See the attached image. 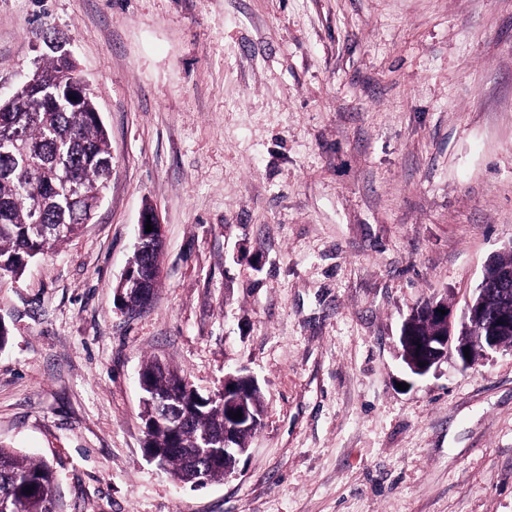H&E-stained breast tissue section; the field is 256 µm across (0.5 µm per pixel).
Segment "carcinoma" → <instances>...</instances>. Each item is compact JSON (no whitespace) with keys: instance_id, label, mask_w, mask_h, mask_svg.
<instances>
[{"instance_id":"cac0c4a2","label":"carcinoma","mask_w":512,"mask_h":512,"mask_svg":"<svg viewBox=\"0 0 512 512\" xmlns=\"http://www.w3.org/2000/svg\"><path fill=\"white\" fill-rule=\"evenodd\" d=\"M77 66L54 57L35 67L32 83L21 89L16 111L0 112V280L20 277L30 261L69 241L88 223L107 188L112 146L93 96L67 103ZM162 246L135 250L129 268L137 279L124 287L128 307L143 303L136 289L151 294ZM512 265V247L489 263L479 287L489 288L500 269ZM440 324L417 307L402 332L441 334ZM188 377L155 358L143 362L141 419L148 428L146 448L161 450L159 462L184 480L224 478V465L195 453L202 435H224V400L178 396ZM57 475L48 464L15 454L0 444V512H58ZM31 488L26 493L25 488Z\"/></svg>"}]
</instances>
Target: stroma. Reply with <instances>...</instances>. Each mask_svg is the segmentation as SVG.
<instances>
[{
  "label": "stroma",
  "mask_w": 512,
  "mask_h": 512,
  "mask_svg": "<svg viewBox=\"0 0 512 512\" xmlns=\"http://www.w3.org/2000/svg\"><path fill=\"white\" fill-rule=\"evenodd\" d=\"M71 52L112 144L89 224L0 284V443L61 512H512V347L425 376L512 243V0H0V96ZM161 275L115 286L145 207ZM265 398L236 476L143 454L144 358ZM418 306L403 324L402 332L414 336H435L442 333L443 328L438 322L426 315L425 306ZM437 309L447 310V314L441 315V312H437ZM428 312L447 328V333L442 336H438L442 347L439 343L430 340L429 338L423 340L419 337H414L412 339L413 344H415L416 347H418V344H421V350L423 353L427 354V358L424 361V367H420L418 363L409 360V365L412 370L417 372H424L427 370L426 372H428L433 365L438 364L444 358L448 357V351H451L452 349H454L457 358L463 367L467 368L474 366L475 363L471 362L468 343L459 339L454 334L455 325L452 321L451 310L448 308V304L445 302H430L428 305ZM433 343L438 344L440 347L433 346ZM463 348H469L470 358H465Z\"/></svg>",
  "instance_id": "35a3bbf8"
}]
</instances>
